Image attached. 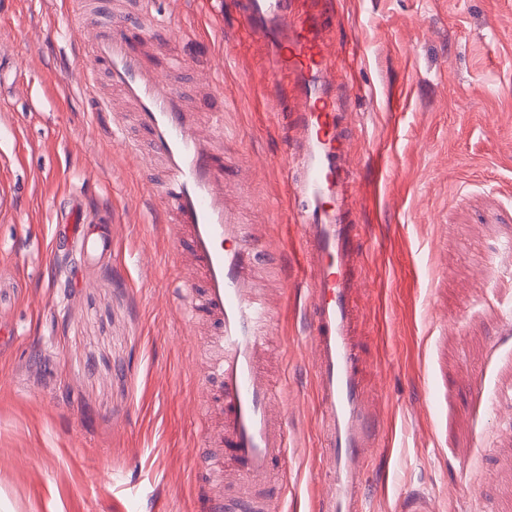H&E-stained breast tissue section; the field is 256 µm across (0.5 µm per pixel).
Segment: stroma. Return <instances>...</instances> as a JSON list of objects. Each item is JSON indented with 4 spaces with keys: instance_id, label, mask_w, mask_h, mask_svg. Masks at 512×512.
<instances>
[{
    "instance_id": "stroma-1",
    "label": "stroma",
    "mask_w": 512,
    "mask_h": 512,
    "mask_svg": "<svg viewBox=\"0 0 512 512\" xmlns=\"http://www.w3.org/2000/svg\"><path fill=\"white\" fill-rule=\"evenodd\" d=\"M0 0V512H203V435L186 402L206 326L181 319L184 272L113 140L114 93L76 38L109 28L107 0ZM193 30L185 97L206 49L227 55L224 165L244 185L277 324L268 373L288 405L287 512H318L322 435L304 354L306 291L289 183L294 129L231 0H152ZM336 72L369 282L356 300L364 381L389 431L365 475L370 512L407 495L435 512H512V0H334ZM92 77L103 108L83 91ZM112 250L53 238L70 197Z\"/></svg>"
}]
</instances>
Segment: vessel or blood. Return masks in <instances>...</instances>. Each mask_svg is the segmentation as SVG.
Instances as JSON below:
<instances>
[{"instance_id": "obj_1", "label": "vessel or blood", "mask_w": 512, "mask_h": 512, "mask_svg": "<svg viewBox=\"0 0 512 512\" xmlns=\"http://www.w3.org/2000/svg\"><path fill=\"white\" fill-rule=\"evenodd\" d=\"M294 3L235 0L244 30L267 47L272 70L285 69L293 77L287 104L297 131L287 159L290 220L305 261L306 357L315 375L326 461L318 512H367L364 476L381 437L380 415L364 385L355 335V296L366 282L357 272V227L347 218L356 184L329 38L332 0H311L300 14ZM148 13L146 0H138L132 11L115 16L111 34L95 39L91 52L133 107L131 122H115L114 138L124 139L128 126H135L161 164L162 176L150 191L175 227L177 253L189 257L185 319L192 326L203 318L216 329L195 400L199 420L207 419L214 402L224 415L219 443H204L206 482L215 490L209 510L282 512L288 461V433L280 420L284 405L261 367L272 313L255 286L259 251L246 245L245 226L227 204L232 172L224 167V107L207 96L196 110L188 109L163 75L164 68L182 66L184 34L148 20ZM162 32L169 45L165 64L148 65ZM195 74L215 88L224 81L223 69L206 54ZM61 222L65 237L92 250L110 245L107 238L87 234L79 205H71Z\"/></svg>"}]
</instances>
